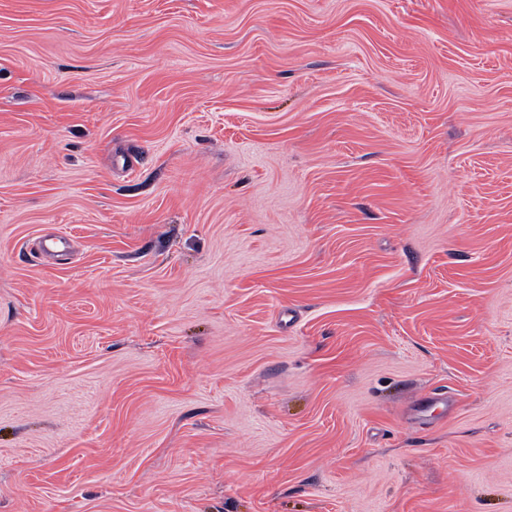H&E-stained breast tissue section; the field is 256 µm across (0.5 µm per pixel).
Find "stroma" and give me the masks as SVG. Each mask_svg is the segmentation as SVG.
<instances>
[{"label":"stroma","mask_w":512,"mask_h":512,"mask_svg":"<svg viewBox=\"0 0 512 512\" xmlns=\"http://www.w3.org/2000/svg\"><path fill=\"white\" fill-rule=\"evenodd\" d=\"M0 512H512V0H0Z\"/></svg>","instance_id":"1"}]
</instances>
